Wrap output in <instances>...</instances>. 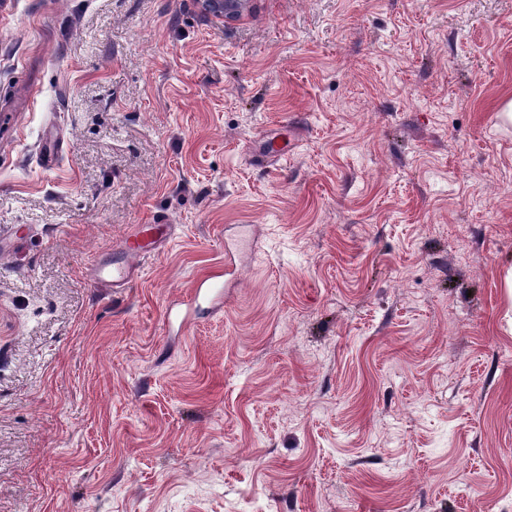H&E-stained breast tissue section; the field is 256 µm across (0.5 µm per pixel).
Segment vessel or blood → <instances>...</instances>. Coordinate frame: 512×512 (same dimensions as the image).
I'll use <instances>...</instances> for the list:
<instances>
[{
	"mask_svg": "<svg viewBox=\"0 0 512 512\" xmlns=\"http://www.w3.org/2000/svg\"><path fill=\"white\" fill-rule=\"evenodd\" d=\"M175 234L171 224H142L127 236L121 251L111 263L94 267L100 285L119 291L128 288L140 276L141 262L156 254Z\"/></svg>",
	"mask_w": 512,
	"mask_h": 512,
	"instance_id": "b4317fda",
	"label": "vessel or blood"
}]
</instances>
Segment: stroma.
<instances>
[{
  "label": "stroma",
  "instance_id": "35a3bbf8",
  "mask_svg": "<svg viewBox=\"0 0 512 512\" xmlns=\"http://www.w3.org/2000/svg\"><path fill=\"white\" fill-rule=\"evenodd\" d=\"M510 99L512 0H0V512H512ZM200 10L214 19L235 21L252 9L253 0H195ZM175 225L140 224L136 231L125 238L121 251L111 264L94 265L96 281L112 291L128 288L140 276L141 262L155 255L175 234Z\"/></svg>",
  "mask_w": 512,
  "mask_h": 512
}]
</instances>
